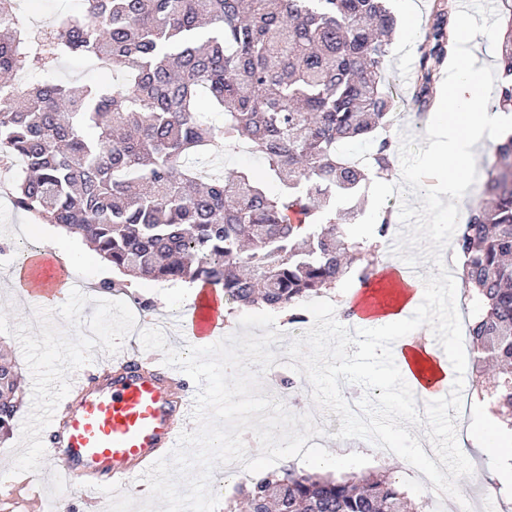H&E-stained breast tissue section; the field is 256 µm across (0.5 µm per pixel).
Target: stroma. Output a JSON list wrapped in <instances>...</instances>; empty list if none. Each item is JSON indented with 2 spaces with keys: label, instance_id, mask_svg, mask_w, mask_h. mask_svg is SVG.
Returning a JSON list of instances; mask_svg holds the SVG:
<instances>
[{
  "label": "stroma",
  "instance_id": "35a3bbf8",
  "mask_svg": "<svg viewBox=\"0 0 512 512\" xmlns=\"http://www.w3.org/2000/svg\"><path fill=\"white\" fill-rule=\"evenodd\" d=\"M418 29L405 50L390 51L387 73L399 111L411 112L410 92L416 64L427 50L422 31L431 12L432 0H414ZM35 216L18 210L0 191V346L4 347L21 378L23 403L17 413L15 428L9 437L0 439V512H95L73 491L49 485L48 468L33 447L32 434L37 423L44 421L54 400L63 398L80 366V337L87 309H95L98 334L103 340H118L138 335L142 313H150L151 327L162 329L167 340H174L175 325L185 309L175 282L144 281L133 284L130 292L104 293L98 290L101 279L113 272L88 256L73 267L75 276L86 282V289L73 292L65 305L48 308L33 315L29 305L18 299L9 273L16 260L12 248L23 239L24 225L35 223ZM269 386L271 395L281 399L293 413H317L310 398L311 385L299 377L295 391L284 389L282 382L294 376L289 367L274 370ZM318 445L345 448L340 469L344 472H391L415 499L427 496L423 484L406 474L404 465H387L379 458L361 455L366 445L362 439L345 441L323 436ZM474 471L458 481L463 497L473 499L480 512H512V490L504 488L496 477L497 448L469 446L464 450Z\"/></svg>",
  "mask_w": 512,
  "mask_h": 512
}]
</instances>
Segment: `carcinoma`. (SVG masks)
<instances>
[{"instance_id":"cac0c4a2","label":"carcinoma","mask_w":512,"mask_h":512,"mask_svg":"<svg viewBox=\"0 0 512 512\" xmlns=\"http://www.w3.org/2000/svg\"><path fill=\"white\" fill-rule=\"evenodd\" d=\"M397 20L388 0H84L82 17L46 30L0 0V157L21 165L12 201L85 239L132 280L188 281L230 306L288 312L335 288L344 274L376 279L374 253L349 237L359 210L339 211L391 169L392 142L371 165L341 147L389 122L397 101L385 66ZM411 103L431 106L438 67L454 47L451 3L435 0ZM121 72L114 84L51 79L9 93L11 77L50 72L70 56ZM497 109L512 111V22L498 52ZM221 112L200 111L201 96ZM246 144L262 174L204 175L205 156ZM485 199L469 209L455 247L464 288L481 302L469 324L475 373L512 428V136L484 162ZM15 365L0 355V437L20 405ZM227 512H428L396 479L341 478L293 467L251 475Z\"/></svg>"}]
</instances>
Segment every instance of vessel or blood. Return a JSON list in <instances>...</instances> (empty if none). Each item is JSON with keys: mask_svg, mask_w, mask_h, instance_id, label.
<instances>
[{"mask_svg": "<svg viewBox=\"0 0 512 512\" xmlns=\"http://www.w3.org/2000/svg\"><path fill=\"white\" fill-rule=\"evenodd\" d=\"M10 277L34 308L48 305L59 289L84 286L47 251L29 255ZM179 328L199 344L223 335L219 293L201 289ZM82 341L85 367L70 384L72 399L37 429L35 443L58 485L96 504L107 484L143 489L146 471L191 430L198 388L177 368L141 361L136 347L110 355L107 369L97 370L100 338L86 333Z\"/></svg>", "mask_w": 512, "mask_h": 512, "instance_id": "obj_1", "label": "vessel or blood"}]
</instances>
